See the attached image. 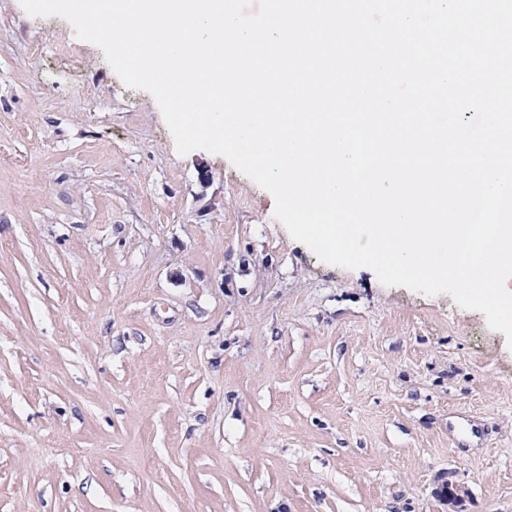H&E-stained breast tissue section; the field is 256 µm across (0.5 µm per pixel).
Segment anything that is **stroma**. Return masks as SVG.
<instances>
[{"mask_svg": "<svg viewBox=\"0 0 512 512\" xmlns=\"http://www.w3.org/2000/svg\"><path fill=\"white\" fill-rule=\"evenodd\" d=\"M0 0V512H512V349L320 261Z\"/></svg>", "mask_w": 512, "mask_h": 512, "instance_id": "35a3bbf8", "label": "stroma"}]
</instances>
